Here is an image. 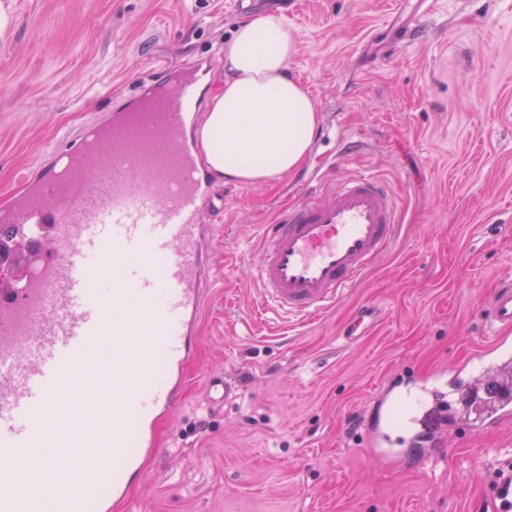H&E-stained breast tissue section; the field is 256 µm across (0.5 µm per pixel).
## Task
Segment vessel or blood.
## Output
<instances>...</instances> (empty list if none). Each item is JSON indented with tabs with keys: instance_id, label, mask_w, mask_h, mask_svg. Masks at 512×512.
<instances>
[{
	"instance_id": "obj_1",
	"label": "vessel or blood",
	"mask_w": 512,
	"mask_h": 512,
	"mask_svg": "<svg viewBox=\"0 0 512 512\" xmlns=\"http://www.w3.org/2000/svg\"><path fill=\"white\" fill-rule=\"evenodd\" d=\"M133 106L24 171L0 223L24 227L30 264L0 292V512H127V472L159 446L155 425L181 403L195 364L214 203L191 130L197 90L181 67ZM54 208H47V201ZM392 186L370 171L310 187L264 227L253 269L260 312L310 319L333 309L395 243ZM495 349L512 332V277L482 307ZM362 305L340 335L368 336ZM238 388L210 375L220 407ZM38 479H18L19 464Z\"/></svg>"
}]
</instances>
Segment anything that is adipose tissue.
Instances as JSON below:
<instances>
[{
  "label": "adipose tissue",
  "instance_id": "obj_1",
  "mask_svg": "<svg viewBox=\"0 0 512 512\" xmlns=\"http://www.w3.org/2000/svg\"><path fill=\"white\" fill-rule=\"evenodd\" d=\"M295 50L279 17L262 15L237 28L224 51L223 90L200 129L215 176L271 183L308 159L318 115L309 91L286 71Z\"/></svg>",
  "mask_w": 512,
  "mask_h": 512
}]
</instances>
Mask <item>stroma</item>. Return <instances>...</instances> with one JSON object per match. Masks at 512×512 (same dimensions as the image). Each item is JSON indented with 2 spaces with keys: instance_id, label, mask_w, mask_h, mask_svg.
I'll return each instance as SVG.
<instances>
[{
  "instance_id": "obj_1",
  "label": "stroma",
  "mask_w": 512,
  "mask_h": 512,
  "mask_svg": "<svg viewBox=\"0 0 512 512\" xmlns=\"http://www.w3.org/2000/svg\"><path fill=\"white\" fill-rule=\"evenodd\" d=\"M251 2L239 14L233 0H0V196L128 106L157 61L195 67L206 111L225 46L260 14L282 17L296 42L287 71L319 112L299 171L219 185L197 364L130 480L134 512H498L488 475L512 459V419L448 424L422 462L413 427L394 425L377 447L360 425L377 419L379 390L463 385L489 365L480 305L512 275V0ZM420 19L426 37L397 44ZM356 166L395 188L399 237L336 308L281 330L258 312L261 227L302 199L305 180ZM367 302L377 326L344 342L343 322ZM214 371L239 387L216 409Z\"/></svg>"
}]
</instances>
